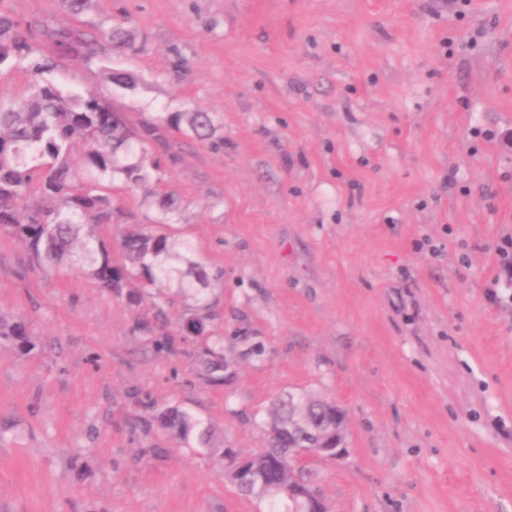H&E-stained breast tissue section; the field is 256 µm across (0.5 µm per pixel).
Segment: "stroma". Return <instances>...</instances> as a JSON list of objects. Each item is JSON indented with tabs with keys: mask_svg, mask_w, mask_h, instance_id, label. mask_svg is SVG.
Wrapping results in <instances>:
<instances>
[{
	"mask_svg": "<svg viewBox=\"0 0 512 512\" xmlns=\"http://www.w3.org/2000/svg\"><path fill=\"white\" fill-rule=\"evenodd\" d=\"M54 35L120 25L134 48L57 60L50 78L129 123L212 113L172 132L144 187L115 181L124 223L172 197L227 370L205 372L179 324L192 297L108 292L0 233V512H268L224 460L160 429L176 407L225 447L262 449L283 393L346 415L347 455L307 471L330 512H512V307L491 303L512 234V0H0ZM133 72L117 94L104 68ZM492 139H482V132ZM264 348L250 356V345ZM30 336L25 322L1 324L0 321V338L10 341L21 355H27L35 349V343Z\"/></svg>",
	"mask_w": 512,
	"mask_h": 512,
	"instance_id": "1",
	"label": "stroma"
}]
</instances>
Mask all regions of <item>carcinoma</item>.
Segmentation results:
<instances>
[{"instance_id":"cac0c4a2","label":"carcinoma","mask_w":512,"mask_h":512,"mask_svg":"<svg viewBox=\"0 0 512 512\" xmlns=\"http://www.w3.org/2000/svg\"><path fill=\"white\" fill-rule=\"evenodd\" d=\"M100 38L121 51L133 49L128 30L114 28L100 33ZM98 39L78 29H62L55 38L56 56H90ZM34 54L32 25L0 12V67L34 75L27 98L0 108V232L24 241L41 261L82 265L98 286L111 291L135 282L139 288L157 290L173 284L190 294L201 305L182 321L181 333L187 336L188 327L198 326L201 363L210 370L224 368V337L209 329L212 315L201 294L219 283L224 273L191 258L193 245L174 232L172 203L158 200L150 223L122 231L119 262L112 258V240L100 233L121 217L112 192L114 176L121 175L129 189L144 186L161 169L160 159L149 153L148 146L165 144L172 129L205 142L217 133L214 116L201 111L160 112L132 130L95 94L66 93L45 78L54 60ZM104 76L122 90H132L137 83L128 71L106 68ZM0 338L22 355L35 349L24 322L0 323ZM299 405L317 427L325 431L334 426L326 411L328 403L314 400V395L278 396L269 409L271 428L265 449L247 460L248 467L269 482L302 478L289 454L314 446L315 439L292 436L284 428L288 412ZM160 419L188 445L222 456L232 452L223 447L211 424L176 407L161 412Z\"/></svg>"}]
</instances>
